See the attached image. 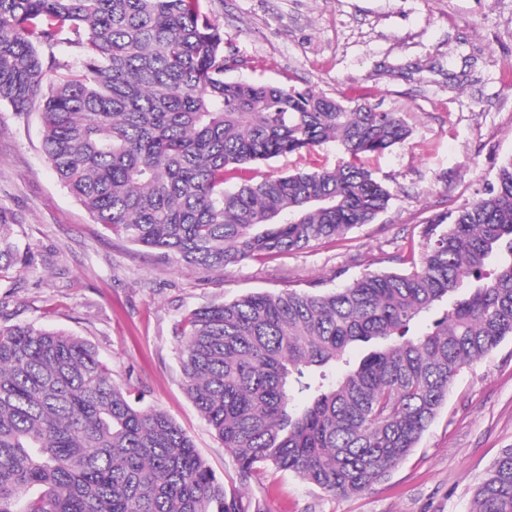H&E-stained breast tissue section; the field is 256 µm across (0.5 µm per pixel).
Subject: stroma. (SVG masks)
Instances as JSON below:
<instances>
[{
    "label": "stroma",
    "mask_w": 512,
    "mask_h": 512,
    "mask_svg": "<svg viewBox=\"0 0 512 512\" xmlns=\"http://www.w3.org/2000/svg\"><path fill=\"white\" fill-rule=\"evenodd\" d=\"M226 79L310 88L401 113L404 146L367 158L396 191L377 221L330 243L206 272L93 223L46 162L37 111L0 104V210L29 262L0 278V325L63 330L94 346L114 382L170 416L225 483L236 463L183 390L176 328L196 307L398 269L420 226L480 198L512 157V0H210ZM512 447V338L465 366L417 447L350 497L268 467L249 491L265 512H467Z\"/></svg>",
    "instance_id": "1"
}]
</instances>
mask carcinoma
Here are the masks:
<instances>
[{
	"instance_id": "cac0c4a2",
	"label": "carcinoma",
	"mask_w": 512,
	"mask_h": 512,
	"mask_svg": "<svg viewBox=\"0 0 512 512\" xmlns=\"http://www.w3.org/2000/svg\"><path fill=\"white\" fill-rule=\"evenodd\" d=\"M58 47L76 68L56 61ZM237 65L208 0H0V103L38 107L44 155L93 223L206 271L374 223L394 193L363 159L408 139L400 113L225 79ZM327 142L346 165L313 158ZM291 155L305 166L253 175ZM420 234L419 258L397 257L406 270L184 316L183 389L236 460L232 488L173 419L112 381L87 341L0 326V512H264L247 485L269 466L334 496L379 483L460 370L512 337V158L484 197ZM21 263L0 214V275ZM431 311L429 330L413 331ZM469 512H512V448Z\"/></svg>"
}]
</instances>
